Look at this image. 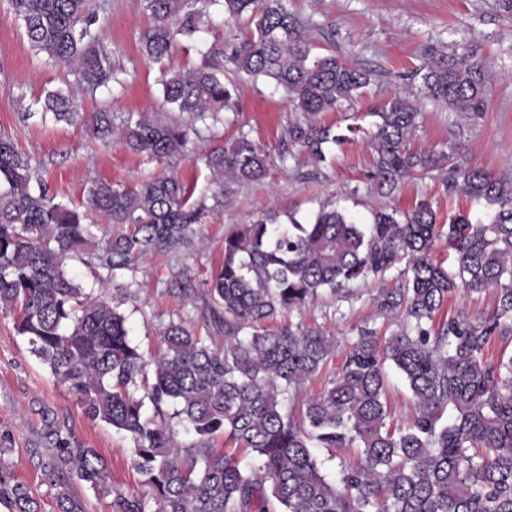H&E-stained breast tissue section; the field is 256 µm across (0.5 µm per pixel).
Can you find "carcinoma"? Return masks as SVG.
Instances as JSON below:
<instances>
[{
	"label": "carcinoma",
	"mask_w": 512,
	"mask_h": 512,
	"mask_svg": "<svg viewBox=\"0 0 512 512\" xmlns=\"http://www.w3.org/2000/svg\"><path fill=\"white\" fill-rule=\"evenodd\" d=\"M8 4L32 54L74 76L81 95L121 83L123 67L112 63L95 28L105 5ZM215 5L225 23L245 19L254 29L203 40ZM140 7L153 19L141 41L149 58L168 60L189 43L197 47L192 70L160 72L172 111L212 126L224 122L223 113L238 104L237 86L224 81L232 74L272 80L298 116L267 151L241 131L208 154L211 192L197 194L165 172L134 188L93 179L80 205L58 199L31 158L0 134V310L14 314L30 352L89 419L126 435L145 487L143 493L115 488L107 462L73 441L66 424L43 407L46 452L38 467L55 512H88L85 487L112 498V512H147L148 497L156 512H512V357L489 356L495 339L512 336L511 176L454 165L442 180L446 194L484 207L485 222L459 214L445 226L426 200L410 211L378 210L369 224L328 207L306 222L289 215L283 223L267 209L224 237L223 262L199 308L209 336L172 320L149 358L132 345L114 300L86 292L69 271L66 261L77 260L113 277L148 254L193 249L203 216L223 204L229 185L265 178L270 156L284 167L303 156L327 161L331 146L349 137L321 114L354 102L377 79L375 71L334 54L310 56L288 0H140ZM422 53L424 65L410 77L420 80L417 97L394 96L374 112L370 191L444 169V150L411 146L424 103L469 119L485 111L481 64L433 43ZM45 114L56 122L80 117L70 83L48 92ZM90 122L99 139L159 164L184 151L190 134L200 135L191 124L152 112H131L116 124L103 108ZM97 212L124 230L98 237L91 224ZM442 237L454 254L451 270L432 256ZM391 275L399 285L375 297L387 326L367 320L356 327L334 376L295 416L288 405L327 366L336 342L285 314H302L323 292L351 304L360 298L357 285ZM459 289L493 290V310L441 318ZM389 364L405 378L414 407L400 427L388 404ZM178 425L196 438L178 442ZM218 434L251 460L243 466L214 447ZM314 448L357 453L332 483ZM0 506L41 512L30 486L1 469Z\"/></svg>",
	"instance_id": "cac0c4a2"
}]
</instances>
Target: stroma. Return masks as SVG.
<instances>
[{
  "mask_svg": "<svg viewBox=\"0 0 512 512\" xmlns=\"http://www.w3.org/2000/svg\"><path fill=\"white\" fill-rule=\"evenodd\" d=\"M289 7L308 23L312 55L333 53L377 72L375 86L351 108L322 115L323 122L335 130L351 124L360 131L351 141L332 147L331 164L305 160L294 170L275 163L265 180L232 186L226 202L203 217L190 253L149 255L137 263L135 271L120 272L113 279L104 269L71 263L86 290L116 298L132 343L145 355L161 348V333L169 321L180 318L202 329L198 308L206 280L223 259L225 235L258 218L266 207L307 218L330 204L367 224L373 211L407 210L428 198L439 221L462 211L475 220L484 217L482 207L462 196H446L441 182L431 176L404 179L391 192L369 194L364 189L373 161L369 145V135L375 130L373 111L389 94L408 92L405 76L423 65L421 47L426 42L443 43L449 52H473L485 68L488 106L482 119L466 122L446 107L426 105L413 147L437 146L465 164L512 175V12L503 7L502 0H290ZM100 24L107 51L126 74L123 86L82 98V114H91L104 104L118 119L145 111L169 116L158 83L159 66L141 54L140 37L152 20L139 0H107ZM61 84L57 69L32 59L22 28L6 0H0V131L44 167L51 189L80 203L86 199L90 179L133 187L159 172V165L145 156L120 145L103 146L81 124L43 119L47 91ZM237 98L238 107L225 113L223 126L192 138L187 150L172 158L174 172L186 183L207 187L205 156L232 140L239 130L250 131L255 142L267 149L296 117L268 79L240 83ZM184 269L190 270L193 281L186 297L176 282L177 273ZM377 289L374 282L361 286V298L352 306L337 305L334 297L321 295L303 314L305 325L336 339L335 357L307 382L304 395L322 390L354 339L353 327L374 316ZM43 406L66 422L79 444L96 449L108 460L116 488L141 491L142 477L132 465L125 434L88 419L65 387L55 382L47 365L30 353L27 341L14 328L13 315L0 312V435H7L12 447L11 453L0 458V467L33 489L42 512H52L48 488L37 468L38 454L44 449L38 413Z\"/></svg>",
  "mask_w": 512,
  "mask_h": 512,
  "instance_id": "35a3bbf8",
  "label": "stroma"
}]
</instances>
